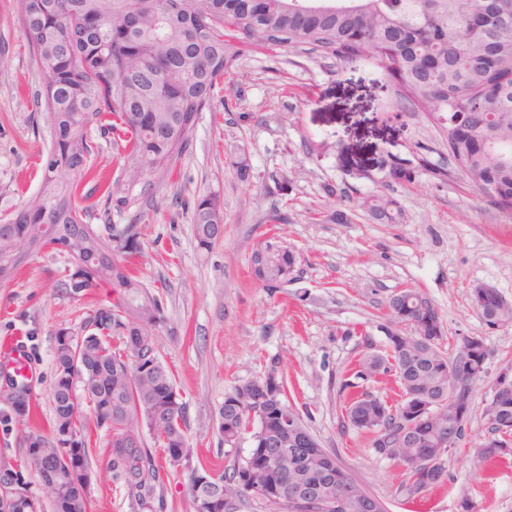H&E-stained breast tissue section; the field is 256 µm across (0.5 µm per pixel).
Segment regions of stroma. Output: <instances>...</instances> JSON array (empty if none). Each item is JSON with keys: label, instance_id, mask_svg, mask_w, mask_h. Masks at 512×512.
<instances>
[{"label": "stroma", "instance_id": "35a3bbf8", "mask_svg": "<svg viewBox=\"0 0 512 512\" xmlns=\"http://www.w3.org/2000/svg\"><path fill=\"white\" fill-rule=\"evenodd\" d=\"M42 84L19 0H0V221L39 188L51 144ZM89 138L92 172L80 180L76 200L93 227H141L138 269L163 298L157 345L187 404L198 467L224 465L225 394L273 372L285 379L289 405L321 447L335 452L386 512H458L465 496L477 512H512V457L491 465L476 458L484 403L512 364V325L487 327L470 300L471 287L486 284L512 302V214L453 173L446 137L425 113L400 102L377 60L344 64L305 45L250 50L200 112L189 148L172 159L168 176L129 182L111 131L94 126ZM243 151L250 164L244 179L233 167ZM395 164L410 168V177L391 178ZM103 179L111 194L101 189ZM209 194L224 205V237L204 249L181 202ZM378 198L393 201L395 222L376 219ZM278 212L285 222L274 221ZM273 235L300 260L288 283L265 288L252 280L249 256ZM72 271L64 256L43 251L0 284V347L21 342L30 386L28 419L0 401V462L20 469L35 493L41 485L25 437L49 434L53 424L57 335L112 300L107 288L92 299L66 292L61 282ZM409 288L437 307L445 348L480 336L490 349L468 432L446 459L447 480L414 499L403 491L406 468L376 455L370 432L346 414L357 392L399 402L392 374L364 379L357 371L365 356H386L389 336L401 329L387 301ZM92 435L88 512H132L106 462V431ZM153 455L167 473L169 512H194L182 465L163 449Z\"/></svg>", "mask_w": 512, "mask_h": 512}]
</instances>
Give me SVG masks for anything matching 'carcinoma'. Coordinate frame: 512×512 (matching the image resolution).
<instances>
[{
    "label": "carcinoma",
    "instance_id": "cac0c4a2",
    "mask_svg": "<svg viewBox=\"0 0 512 512\" xmlns=\"http://www.w3.org/2000/svg\"><path fill=\"white\" fill-rule=\"evenodd\" d=\"M495 21L479 30L468 19L479 0H20V22L27 44L44 74L41 91L48 112L52 147L38 192L9 220L0 222V282L10 279L22 258L6 260L26 243L38 251L65 255L73 267L61 287L92 295L101 288L114 293L112 304L91 310L80 330L81 372L73 374L74 344L68 329L59 331L51 391L53 435L29 434L52 454L36 471L41 483L55 478L65 488L56 512H87V488L75 491L74 478L61 458L87 467L92 434L82 407L93 412L96 426L111 436L108 464L122 480L139 512H167L165 472L148 442L167 452L187 447L189 418L173 373L164 365L154 339L165 323L162 297L147 291L132 267L142 256L141 229L73 227L87 224L86 209L75 201L77 178L88 171L92 151L88 129L112 118V134L123 142V167L129 180L164 175L172 158L183 152L198 115L214 89L249 49L309 45L340 62L364 57L378 60L395 83L396 95L419 108L446 132L448 157L488 201L512 211V0H498ZM463 112L472 137L489 146L475 154L470 141L455 136L452 119ZM198 245L209 248L223 234L218 198L202 195L191 205ZM254 280L266 288L285 283L298 264L275 237L258 241L250 255ZM392 310L427 318L402 336H390L387 357L363 360L369 369H392L402 395L426 397L435 425L414 430L413 448H376L374 452L407 466L403 491L409 498L442 485L443 458L463 437L459 416L442 410L448 398V361L463 362L455 384L457 397L473 403V386L486 372L488 348L481 336H464L454 352L442 350L443 320L421 291L407 290L389 300ZM163 378L167 400L153 399L148 382ZM255 401L242 399L241 387L225 394L224 469L218 480L227 497L241 495L259 512L257 483L246 481L247 461L241 440L260 430L252 415ZM273 417L290 409L285 383L278 379L276 399L261 404ZM389 407L368 393L352 397L347 416L353 426L398 435ZM479 459L492 463L512 455V398L500 401L492 423L485 425ZM22 488L16 512H41V501ZM267 480L279 490L278 512H364L352 502L342 508L322 504L338 498L352 477L335 455L316 448L286 471ZM314 492L309 504H293L295 484Z\"/></svg>",
    "mask_w": 512,
    "mask_h": 512
}]
</instances>
